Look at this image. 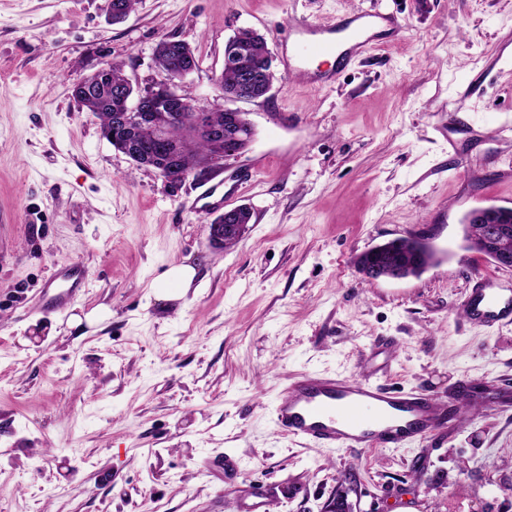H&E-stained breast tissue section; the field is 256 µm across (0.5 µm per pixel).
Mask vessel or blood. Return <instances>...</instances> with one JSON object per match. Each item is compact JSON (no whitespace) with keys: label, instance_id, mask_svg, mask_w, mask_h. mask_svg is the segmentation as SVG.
<instances>
[{"label":"vessel or blood","instance_id":"b4317fda","mask_svg":"<svg viewBox=\"0 0 512 512\" xmlns=\"http://www.w3.org/2000/svg\"><path fill=\"white\" fill-rule=\"evenodd\" d=\"M345 30L341 23L302 24L288 47L289 61L309 68L314 60L336 55V36ZM307 77L320 85L332 81L334 74L309 68ZM53 281L57 291L46 304L61 308L72 293L86 287L87 273L78 266H62ZM462 309L468 321L485 326L512 320V299L503 297L488 277L480 278L466 295ZM273 412L278 428L332 448H397L441 424L439 404L430 393L314 374L287 387Z\"/></svg>","mask_w":512,"mask_h":512}]
</instances>
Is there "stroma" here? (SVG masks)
Segmentation results:
<instances>
[{"instance_id": "1", "label": "stroma", "mask_w": 512, "mask_h": 512, "mask_svg": "<svg viewBox=\"0 0 512 512\" xmlns=\"http://www.w3.org/2000/svg\"><path fill=\"white\" fill-rule=\"evenodd\" d=\"M360 15L376 48L310 88L288 30ZM263 35L275 74L241 103L248 150L174 184L136 166L72 95L95 64L134 87L155 48L189 44L183 89L231 107L224 45ZM223 181L253 213L238 244L194 209ZM512 207V0H0V512H512V324L468 322L476 279L512 269L469 250L475 208ZM424 236L416 277L364 278L356 259ZM195 267L178 299L171 264ZM58 264L89 284L43 306ZM433 394L442 428L401 448H326L272 407L304 374ZM235 456L233 483L211 460Z\"/></svg>"}]
</instances>
